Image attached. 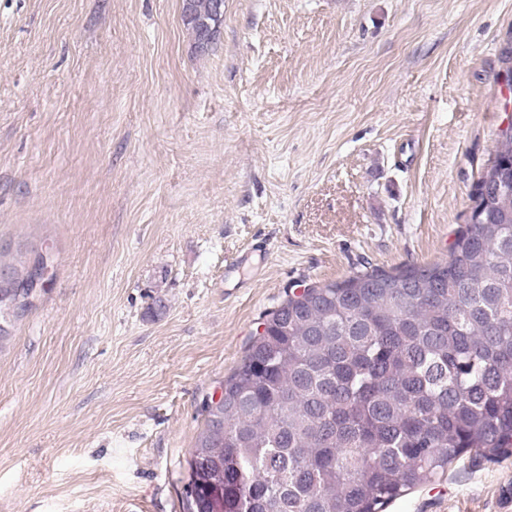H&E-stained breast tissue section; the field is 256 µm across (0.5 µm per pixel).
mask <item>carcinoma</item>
Here are the masks:
<instances>
[{"instance_id": "obj_1", "label": "carcinoma", "mask_w": 512, "mask_h": 512, "mask_svg": "<svg viewBox=\"0 0 512 512\" xmlns=\"http://www.w3.org/2000/svg\"><path fill=\"white\" fill-rule=\"evenodd\" d=\"M214 5L193 0L194 40ZM495 177L512 185V129L498 131L472 202ZM28 262L0 261V342L4 322L28 311L16 303ZM264 325L224 397L203 403L187 512H385L471 451L509 454L512 190L458 233L447 259L314 285Z\"/></svg>"}]
</instances>
